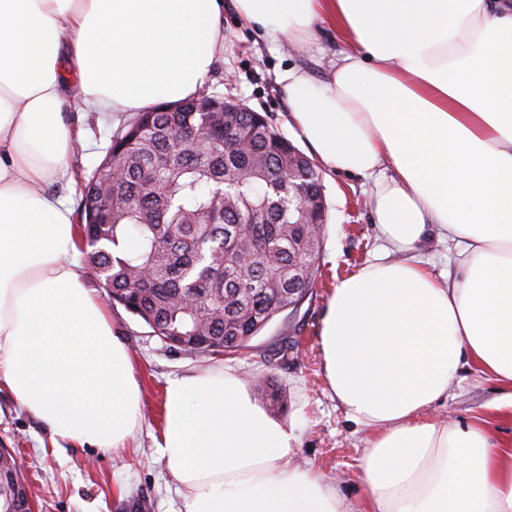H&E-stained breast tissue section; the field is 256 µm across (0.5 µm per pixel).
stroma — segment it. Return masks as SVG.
<instances>
[{"instance_id": "1", "label": "stroma", "mask_w": 512, "mask_h": 512, "mask_svg": "<svg viewBox=\"0 0 512 512\" xmlns=\"http://www.w3.org/2000/svg\"><path fill=\"white\" fill-rule=\"evenodd\" d=\"M341 49L325 24L309 44L284 42L271 47L228 6L224 9V50L203 91L267 115L305 153L309 147L291 119L276 75L294 67L323 76ZM62 116L78 132L81 150L72 154L68 176L46 185L45 192L74 210L81 199V177L105 157L125 115L84 108L73 92ZM323 187L328 221L315 288L297 310L279 313L250 341L245 353H184L166 345L122 306H108L112 324L127 344L144 403L143 419L123 453L115 455L62 438L29 413L6 386H0V448L11 449L24 464L36 512H119L137 498L148 503L149 512H177V484L156 452L165 422L164 389L170 378L216 367L233 368L254 394L261 380L274 382L283 393L284 405L267 407L266 412L293 430L290 464L318 471L342 495L360 501L357 474L367 434L349 419L328 387L319 327L336 281L374 262L382 240L372 219L371 181L327 169ZM287 339L295 341V348L279 353ZM505 393L504 387L478 368L466 367L458 372L447 400L432 415L447 422L482 423L496 443L512 448V409L500 406Z\"/></svg>"}]
</instances>
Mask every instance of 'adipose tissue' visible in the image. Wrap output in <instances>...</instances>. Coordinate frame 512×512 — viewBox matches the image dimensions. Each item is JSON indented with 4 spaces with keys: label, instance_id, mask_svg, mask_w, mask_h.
Returning <instances> with one entry per match:
<instances>
[{
    "label": "adipose tissue",
    "instance_id": "ef3b65f1",
    "mask_svg": "<svg viewBox=\"0 0 512 512\" xmlns=\"http://www.w3.org/2000/svg\"><path fill=\"white\" fill-rule=\"evenodd\" d=\"M268 44L329 24L325 78L277 81L321 164L372 179L375 262L331 290L326 380L368 434L363 507L310 469L232 370L170 379L157 451L179 512H512V448L478 423L423 413L462 365L512 388V0H235ZM224 0H0V383L51 430L115 452L141 394L125 342L80 270L66 204L63 78L84 104L137 112L203 87ZM459 244L448 281L418 254ZM401 254L390 262V254Z\"/></svg>",
    "mask_w": 512,
    "mask_h": 512
}]
</instances>
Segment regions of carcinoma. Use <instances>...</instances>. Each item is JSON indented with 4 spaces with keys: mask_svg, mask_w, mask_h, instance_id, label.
<instances>
[{
    "mask_svg": "<svg viewBox=\"0 0 512 512\" xmlns=\"http://www.w3.org/2000/svg\"><path fill=\"white\" fill-rule=\"evenodd\" d=\"M206 98L125 119L82 189L77 245L93 269L110 268L107 298L162 341L182 336L193 354L230 355L314 288L325 225L299 223L289 206L300 201L279 129L235 101L224 113L235 146L213 113L199 111ZM301 185L319 194V171L308 168ZM93 233L109 248L84 250ZM314 241L312 272L288 279ZM10 472L0 462V512H31Z\"/></svg>",
    "mask_w": 512,
    "mask_h": 512,
    "instance_id": "carcinoma-1",
    "label": "carcinoma"
}]
</instances>
